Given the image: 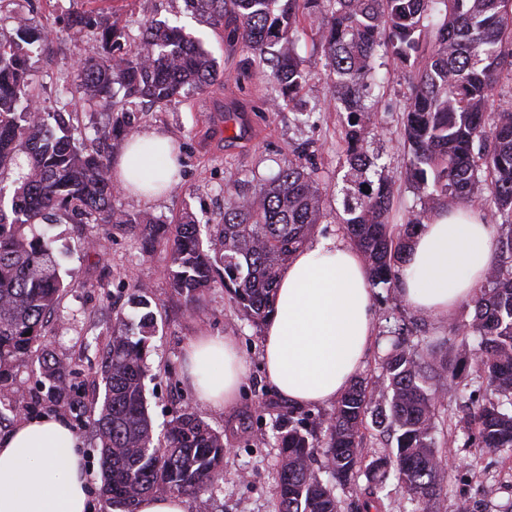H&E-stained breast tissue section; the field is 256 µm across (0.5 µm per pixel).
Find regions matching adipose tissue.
Masks as SVG:
<instances>
[{"instance_id": "obj_1", "label": "adipose tissue", "mask_w": 512, "mask_h": 512, "mask_svg": "<svg viewBox=\"0 0 512 512\" xmlns=\"http://www.w3.org/2000/svg\"><path fill=\"white\" fill-rule=\"evenodd\" d=\"M176 170L167 137L133 134L116 165L121 190L144 202ZM497 227L461 206L417 226L399 266L403 301L415 312L445 318L470 299L492 264ZM267 383L290 404L336 400L360 370L374 336L372 291L361 253L321 237L298 250L277 280L274 311L263 326ZM198 401L234 403L246 373L234 340L204 336L187 349ZM0 512H95L75 431L45 416L0 437Z\"/></svg>"}]
</instances>
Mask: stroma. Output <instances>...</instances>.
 I'll return each instance as SVG.
<instances>
[{"label":"stroma","mask_w":512,"mask_h":512,"mask_svg":"<svg viewBox=\"0 0 512 512\" xmlns=\"http://www.w3.org/2000/svg\"><path fill=\"white\" fill-rule=\"evenodd\" d=\"M98 10L124 26L128 39H136L145 21H162L184 27L199 38L224 70V79L201 92H191L181 101L143 113L140 129L168 136L178 147L179 166L168 193L144 204L120 195L117 204L131 213L147 211L165 220L191 210L206 224L231 202L225 186L230 181L253 176H271L288 162H299L316 172L325 200L326 216L315 234L343 236L346 216L344 191L346 143L345 113L336 111L324 59L312 46L311 32L301 33L297 51L308 79L293 100H281L277 109H267V67H253L248 77L237 71L249 51L225 40L223 30L212 28L186 12L183 0H0V38L16 35L18 18L41 32L62 27L68 12ZM91 43L90 33L65 35L55 40L49 52L32 56L31 70L44 111L58 109L79 113V130L92 135L108 120L105 110L84 104L72 87L76 68ZM378 86L373 91L377 130L369 135L370 150L391 179L394 190L393 227L401 229L420 207V201L405 178L408 149L404 145L399 102L407 90L402 69L393 61L378 68ZM320 105L308 124L298 122L300 109ZM55 248L63 268L74 271L80 285L65 292L49 317L45 339L49 348L69 359L70 397L52 401L39 384L38 362L15 367L16 379L28 397L18 416L0 421V435L8 434L19 420L59 416L74 429L82 443L91 489H99L101 470L96 440L88 410L103 396L107 343L114 325L129 313L131 282L150 286L157 305V331L145 347L148 375L145 380L149 412L155 429H163L186 404L212 428L223 432L227 453L224 477L201 498H188L189 512H198L199 500H208L210 512H278L277 481L279 450L276 427L288 416L304 422L312 440L325 444L323 422L331 405L291 408L267 383L261 340L262 328L236 306L222 284H215L196 306H188L168 284L164 269L169 260L166 247L142 259L135 239L112 230L107 224L53 225ZM93 250H85L86 239ZM374 338L360 368V376L380 387V359L390 347L388 333L404 330L409 337L425 336L447 350L456 364L461 383H473L477 366L465 348L474 337H461L457 330L471 321L474 310L461 303L448 318H433L413 312L397 293L384 285L374 287ZM199 336H230L247 365V374L235 402L214 408L197 402L187 378L186 348ZM437 403L435 441L447 452V469L433 512H512V449L486 453L466 445L462 428L472 410L456 397L442 379L434 380ZM266 435V444L255 438Z\"/></svg>","instance_id":"obj_1"}]
</instances>
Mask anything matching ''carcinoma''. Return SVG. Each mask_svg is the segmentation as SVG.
Wrapping results in <instances>:
<instances>
[{"instance_id":"carcinoma-1","label":"carcinoma","mask_w":512,"mask_h":512,"mask_svg":"<svg viewBox=\"0 0 512 512\" xmlns=\"http://www.w3.org/2000/svg\"><path fill=\"white\" fill-rule=\"evenodd\" d=\"M185 4L208 24L224 27L227 41L243 44L269 67L271 107L307 80L295 42L300 30L315 32L332 98L347 113L345 192L351 204L344 229L371 281L398 287V265L413 228L434 211L489 200L501 223L512 227V0ZM66 29L93 31L94 50L78 63V88L111 114L106 128L95 129L90 146L75 136L72 113L40 110L29 60L48 48L50 35L22 20L15 38L0 39V389L17 386L14 367L38 352L41 383L56 401L70 391L69 361L46 344V317L78 283L64 279L46 225L63 219L109 224L138 238L144 258L163 244L170 249V287L188 304L220 281L243 313L259 323L273 311L280 271L324 217L315 171L293 163L273 176L227 185L234 202L219 214L206 242L189 210L167 222L119 207L107 141L135 132L140 116L131 105L168 104L223 80L224 70L176 26L146 22L139 40L124 51L122 28L92 12L71 17ZM380 52L408 73L401 103L406 175L420 199V209L396 233L390 227L393 186L368 149L374 130L368 99ZM499 249V259L471 299L474 316L463 328L478 338L471 356L494 395L481 398L460 387L456 366L428 338L411 346L393 340L380 363L387 381L384 402L373 400L365 379L355 378L325 419L324 449L291 419L278 429V512H341L337 489L362 474L368 481L362 512H382L378 470L393 475L414 506L411 512H420L445 478L446 458L433 434L436 389L428 385L433 376L478 404L475 428L467 433L471 445L489 452L512 448V230ZM129 303L140 312L139 320L112 332L103 398L93 407L101 512H112L117 504L137 512L146 496H196L224 470V434L189 406L154 437L144 384L145 344L156 322L148 287L132 283ZM370 425L395 444L368 463L364 437ZM318 455L334 482L323 481L313 468Z\"/></svg>"}]
</instances>
